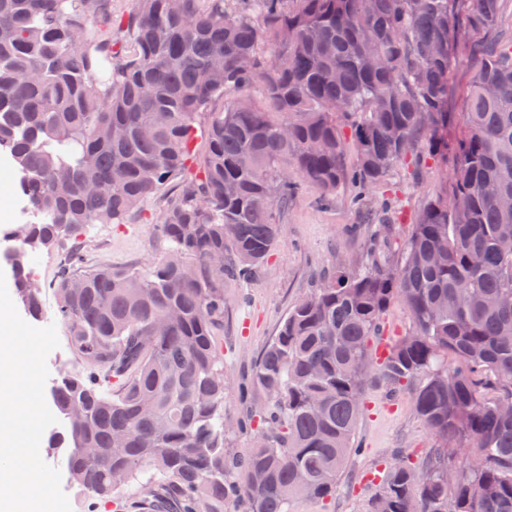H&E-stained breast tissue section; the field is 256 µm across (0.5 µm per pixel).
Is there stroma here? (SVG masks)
Masks as SVG:
<instances>
[{
  "mask_svg": "<svg viewBox=\"0 0 512 512\" xmlns=\"http://www.w3.org/2000/svg\"><path fill=\"white\" fill-rule=\"evenodd\" d=\"M487 34L472 33L461 46V58L452 71L448 109L462 114L479 66L473 54L486 43ZM452 165L441 159L426 160L419 172L397 167L376 186L362 203H355L356 190L345 187L327 205L320 191L302 184L281 220V231L266 264L252 281L228 276L224 279V324L216 332V345L224 363V417L229 423L226 447L231 454L252 448L259 429V392L244 396L242 387L264 347L275 336L289 309L332 267L360 263L367 251L366 235L355 234L368 209L390 201L393 247H402L425 201L448 189ZM161 202L151 199L141 212L124 224H94L83 230L78 241L63 240L51 249L35 253L30 266L43 291L44 319L55 323L53 284L74 245L82 247L85 266H145L162 259L165 249L149 219ZM57 327L59 345L47 357L50 378L60 372H78L81 361L69 346L66 326ZM359 451L343 471L335 496L317 500L300 497L289 512H370L378 490L377 476L390 466L421 465L439 444L438 438L420 421L414 409V389L391 392L378 377H370L363 391V413L356 433Z\"/></svg>",
  "mask_w": 512,
  "mask_h": 512,
  "instance_id": "1",
  "label": "stroma"
}]
</instances>
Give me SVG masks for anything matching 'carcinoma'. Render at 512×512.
<instances>
[{
  "mask_svg": "<svg viewBox=\"0 0 512 512\" xmlns=\"http://www.w3.org/2000/svg\"><path fill=\"white\" fill-rule=\"evenodd\" d=\"M500 8L131 0L116 14L112 0H0V155L31 213L11 265L24 313L43 314L29 253L162 201L163 260L78 273L75 253L54 284L83 372L48 387L60 427L40 452L62 457L70 482L95 499L126 486L133 512H224L234 469L247 512L334 495L355 451L368 339L398 299L410 325L375 373L393 389L417 383L415 411L441 445L419 482L407 465L386 471L371 512H512V40L501 44ZM466 31L493 39L451 145ZM424 154L453 155L450 189L425 201L399 252L381 209L366 260L295 303L252 370L265 429L228 460L224 274L254 277L298 181L326 201L355 184L360 203ZM458 448L473 460L458 463Z\"/></svg>",
  "mask_w": 512,
  "mask_h": 512,
  "instance_id": "obj_1",
  "label": "carcinoma"
}]
</instances>
